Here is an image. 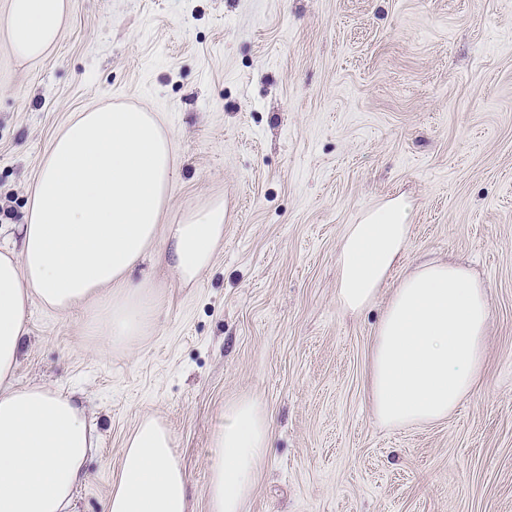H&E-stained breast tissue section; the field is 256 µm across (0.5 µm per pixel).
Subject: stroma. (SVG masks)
Instances as JSON below:
<instances>
[{
  "instance_id": "stroma-1",
  "label": "stroma",
  "mask_w": 512,
  "mask_h": 512,
  "mask_svg": "<svg viewBox=\"0 0 512 512\" xmlns=\"http://www.w3.org/2000/svg\"><path fill=\"white\" fill-rule=\"evenodd\" d=\"M0 0V245L17 242L61 129L90 108L155 114L174 169L157 243L131 272L144 336L101 351L100 300H32L14 384L78 397L95 429L70 512H104L128 434L163 421L191 512L224 408L273 436L243 512H512V0H70L54 48L7 47ZM406 198L410 243L359 313L338 302L349 225ZM223 199L224 241L185 285L168 233ZM464 263L491 308L483 375L448 418L387 427L368 397L390 285Z\"/></svg>"
}]
</instances>
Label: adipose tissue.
I'll list each match as a JSON object with an SVG mask.
<instances>
[{"label": "adipose tissue", "mask_w": 512, "mask_h": 512, "mask_svg": "<svg viewBox=\"0 0 512 512\" xmlns=\"http://www.w3.org/2000/svg\"><path fill=\"white\" fill-rule=\"evenodd\" d=\"M70 0H10L9 50L43 56L57 42ZM174 158L152 113L131 107L77 113L56 136L36 180L20 247L0 249V512H69L94 448L84 409L42 385L13 384L32 299L56 311L113 289L102 347L143 335L152 305L130 269L153 247ZM409 203L396 198L350 225L339 255L341 305L366 309L409 243ZM215 200L172 225L169 265L181 283L207 269L224 239ZM490 304L462 264L427 261L394 287L373 347L370 395L377 418L404 426L440 421L479 382ZM271 440L249 397L224 408L219 459L205 489L209 512H242ZM171 431L147 416L128 435L105 512H189L188 477Z\"/></svg>", "instance_id": "1"}]
</instances>
